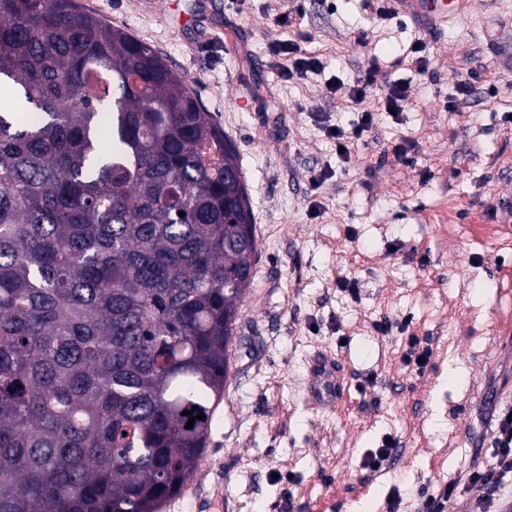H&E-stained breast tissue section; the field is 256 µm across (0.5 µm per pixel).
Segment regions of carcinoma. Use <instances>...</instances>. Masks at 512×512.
Segmentation results:
<instances>
[{"instance_id":"carcinoma-1","label":"carcinoma","mask_w":512,"mask_h":512,"mask_svg":"<svg viewBox=\"0 0 512 512\" xmlns=\"http://www.w3.org/2000/svg\"><path fill=\"white\" fill-rule=\"evenodd\" d=\"M237 167L151 46L0 0V512H161L188 483L258 257Z\"/></svg>"}]
</instances>
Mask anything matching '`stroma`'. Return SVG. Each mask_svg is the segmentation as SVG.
<instances>
[{
    "instance_id": "stroma-1",
    "label": "stroma",
    "mask_w": 512,
    "mask_h": 512,
    "mask_svg": "<svg viewBox=\"0 0 512 512\" xmlns=\"http://www.w3.org/2000/svg\"><path fill=\"white\" fill-rule=\"evenodd\" d=\"M79 2L191 81L236 146L255 218L224 397L173 512H386L395 487L398 512H417L419 488L451 478L455 512H469L485 492L468 475L491 460L493 412L512 406V72L486 36L512 26V0H469L461 23L424 39L390 0H222L217 16L198 0ZM418 40L421 70L402 63ZM276 41L324 71L286 77ZM376 66L407 81L403 112L328 92L330 77L350 86ZM469 76L474 93L458 103ZM367 111L371 130L341 158L329 126ZM481 224L493 235L473 237ZM410 333L431 348L419 375L402 361ZM325 356L347 400L316 406L311 369ZM386 437L396 455L364 469Z\"/></svg>"
}]
</instances>
